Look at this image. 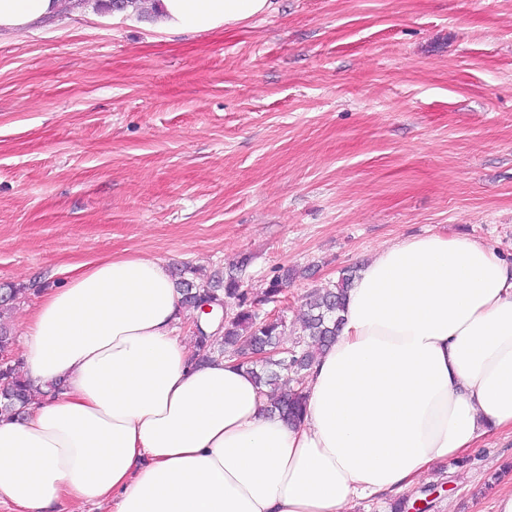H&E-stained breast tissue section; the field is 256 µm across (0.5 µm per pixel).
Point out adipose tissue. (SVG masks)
Returning <instances> with one entry per match:
<instances>
[{
    "mask_svg": "<svg viewBox=\"0 0 512 512\" xmlns=\"http://www.w3.org/2000/svg\"><path fill=\"white\" fill-rule=\"evenodd\" d=\"M274 0H134L158 31L229 30ZM93 0H0V34ZM163 262L96 258L65 271L21 330L37 392L0 419L7 512H350L411 489L436 461L512 434V260L467 237L381 248L353 280L332 345L290 425L231 355L197 364ZM61 383L60 393L50 386Z\"/></svg>",
    "mask_w": 512,
    "mask_h": 512,
    "instance_id": "1",
    "label": "adipose tissue"
}]
</instances>
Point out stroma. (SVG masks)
<instances>
[{"label": "stroma", "mask_w": 512, "mask_h": 512, "mask_svg": "<svg viewBox=\"0 0 512 512\" xmlns=\"http://www.w3.org/2000/svg\"><path fill=\"white\" fill-rule=\"evenodd\" d=\"M512 256V0H276L229 31L123 16L0 37V295L18 330L61 268L280 266L307 295L406 237ZM512 435L438 462L426 512H494Z\"/></svg>", "instance_id": "stroma-1"}]
</instances>
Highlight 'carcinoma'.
I'll return each mask as SVG.
<instances>
[{"label": "carcinoma", "instance_id": "carcinoma-1", "mask_svg": "<svg viewBox=\"0 0 512 512\" xmlns=\"http://www.w3.org/2000/svg\"><path fill=\"white\" fill-rule=\"evenodd\" d=\"M245 262L228 272L211 275L206 284L196 283L197 272L184 269L176 282L186 310H199L200 303L209 302L214 308L224 302L235 304L227 313L214 334L198 330L192 357L199 363L210 361L216 354H230L239 364L251 370L257 383L269 388L271 410L293 425L303 413L305 395L302 382L316 357L335 340L340 331L347 290L356 276V270L342 271L336 284L312 291L305 303L306 310L301 332L285 345L286 320L283 312L262 316L256 310L260 304L287 303L286 285L298 278L300 271L294 267H278L260 297H251L241 287L237 272ZM283 348L285 352L274 359L258 358L256 354ZM30 403V388L23 377L21 363L13 361L0 366V417L17 419L24 416Z\"/></svg>", "mask_w": 512, "mask_h": 512}]
</instances>
